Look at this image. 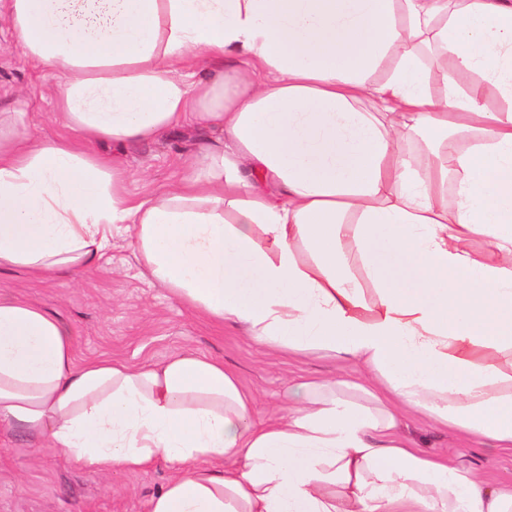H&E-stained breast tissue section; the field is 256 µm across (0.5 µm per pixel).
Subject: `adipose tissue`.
<instances>
[{"mask_svg": "<svg viewBox=\"0 0 512 512\" xmlns=\"http://www.w3.org/2000/svg\"><path fill=\"white\" fill-rule=\"evenodd\" d=\"M1 11L65 131L0 116V271L88 273L122 236L200 317L371 375L294 384L257 424L222 361L80 360L66 321L0 293V436L100 473L166 461L149 512H512L399 435L416 412L512 450V0ZM184 121L214 139L137 201L92 149Z\"/></svg>", "mask_w": 512, "mask_h": 512, "instance_id": "1", "label": "adipose tissue"}]
</instances>
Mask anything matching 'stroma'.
<instances>
[{
  "label": "stroma",
  "instance_id": "obj_1",
  "mask_svg": "<svg viewBox=\"0 0 512 512\" xmlns=\"http://www.w3.org/2000/svg\"><path fill=\"white\" fill-rule=\"evenodd\" d=\"M52 73L32 66L16 45L10 23L0 17V113L26 101L33 134L60 128ZM206 129L176 127L133 146L96 144L102 158L130 174L127 192L137 199L175 182L191 156L207 140ZM0 292L59 314L70 326L78 358L109 355L133 365L160 362L192 352L222 360L234 370L254 400V416L281 414L295 381L342 377L354 380L363 369L324 358H292L263 351L245 329L213 324L151 285L132 249L114 238L112 258L90 274L36 280L27 273L0 272ZM403 436L424 452L473 469L492 484H512V450L481 448L465 437L411 417ZM164 461L150 469L99 474L66 459L53 448L29 446L20 437L0 440V512H147L148 500L168 482Z\"/></svg>",
  "mask_w": 512,
  "mask_h": 512
}]
</instances>
